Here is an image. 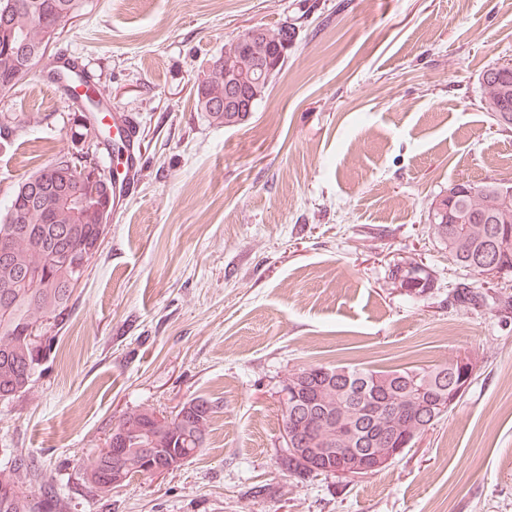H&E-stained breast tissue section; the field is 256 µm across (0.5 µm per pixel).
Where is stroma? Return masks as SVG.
Masks as SVG:
<instances>
[{"label":"stroma","instance_id":"1","mask_svg":"<svg viewBox=\"0 0 512 512\" xmlns=\"http://www.w3.org/2000/svg\"><path fill=\"white\" fill-rule=\"evenodd\" d=\"M296 36L242 124L196 111L225 43ZM50 53L82 58L143 163L28 393L0 402V463L26 455L61 512H512V280L495 307L448 302L431 201L458 180L512 178V128L479 75L512 62V0H85ZM0 113V211L71 149L81 113L41 69ZM423 262L432 286L396 288ZM467 354L457 406L381 471L302 481L278 459V395L308 365L425 367ZM214 401L205 447L177 471L90 492L81 463L126 413Z\"/></svg>","mask_w":512,"mask_h":512}]
</instances>
